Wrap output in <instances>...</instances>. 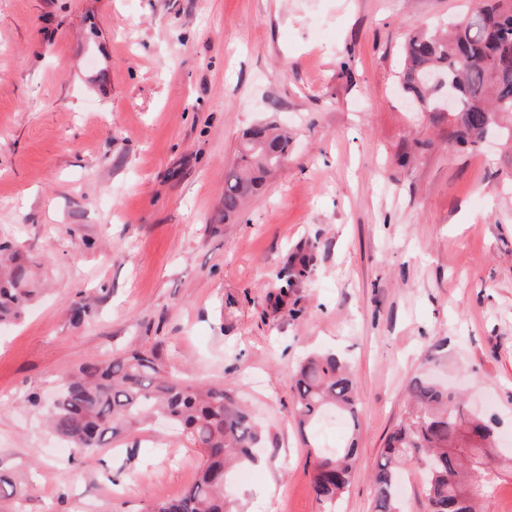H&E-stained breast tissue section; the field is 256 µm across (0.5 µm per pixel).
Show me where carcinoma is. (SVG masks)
Listing matches in <instances>:
<instances>
[{
	"mask_svg": "<svg viewBox=\"0 0 512 512\" xmlns=\"http://www.w3.org/2000/svg\"><path fill=\"white\" fill-rule=\"evenodd\" d=\"M439 75L454 87L452 138L476 144L490 131V118L512 114V0H479L446 33L408 36L401 85L412 98L435 104ZM288 135L262 128L248 131L237 161L224 176V217L239 212L244 200L260 192L273 168L288 160ZM309 260L295 255L283 271L281 293L308 276ZM28 266L0 244V323L20 318L34 300ZM94 312L79 296L72 323ZM293 417L301 428L316 425L335 411L358 425L354 380L334 353L313 354L300 364L291 384ZM411 408L387 438L374 473V512H402L399 476L415 467L421 476L428 512H478L476 499L512 479V457L497 452L498 421L478 416L464 398L433 378L415 375L408 385ZM165 422L191 447L200 449L193 482L178 496L152 500L144 512H241L226 487L230 469L255 462L263 435L239 397L224 384L199 386L166 370L157 350H132L80 365L61 384L46 421L49 428L83 455L128 433L143 421ZM355 438L338 452L315 456L312 488L324 512L350 485Z\"/></svg>",
	"mask_w": 512,
	"mask_h": 512,
	"instance_id": "carcinoma-1",
	"label": "carcinoma"
}]
</instances>
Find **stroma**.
Returning a JSON list of instances; mask_svg holds the SVG:
<instances>
[{
  "mask_svg": "<svg viewBox=\"0 0 512 512\" xmlns=\"http://www.w3.org/2000/svg\"><path fill=\"white\" fill-rule=\"evenodd\" d=\"M477 0H0V243L39 293L0 329V473L19 512H142L192 481L197 449L137 427L92 464L59 454L44 402L65 374L157 349L244 396L267 442L227 489L245 512H323L311 447L357 443L338 512L372 474L435 344L512 453V142L458 146L399 88L409 33ZM288 132L286 167L232 218L243 134ZM307 278L279 298L292 255ZM94 299L71 322L78 295ZM333 350L359 393L304 443L299 362ZM41 399L32 406L30 397Z\"/></svg>",
  "mask_w": 512,
  "mask_h": 512,
  "instance_id": "35a3bbf8",
  "label": "stroma"
}]
</instances>
